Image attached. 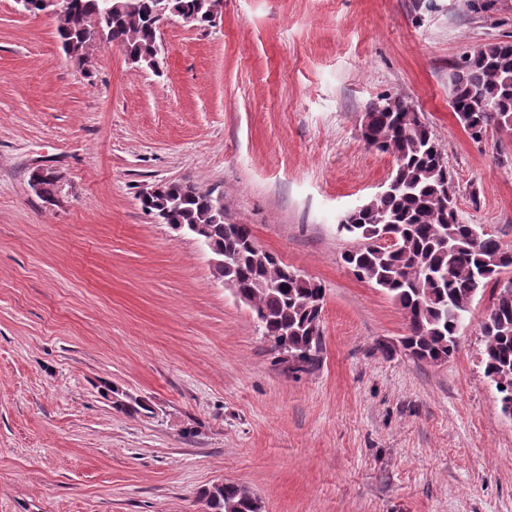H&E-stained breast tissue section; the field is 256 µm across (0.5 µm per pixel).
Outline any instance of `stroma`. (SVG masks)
I'll return each mask as SVG.
<instances>
[{
    "instance_id": "35a3bbf8",
    "label": "stroma",
    "mask_w": 512,
    "mask_h": 512,
    "mask_svg": "<svg viewBox=\"0 0 512 512\" xmlns=\"http://www.w3.org/2000/svg\"><path fill=\"white\" fill-rule=\"evenodd\" d=\"M505 36L512 0H222L211 27L163 26L160 72L116 46L82 68L53 18L0 0V512H211L225 481L262 512H512L491 294L448 361L418 360L337 230L394 167L361 137L391 97L439 141L461 218L512 248V135L473 143L448 80ZM38 165L63 176L53 200ZM169 180L222 195L226 223L322 284L317 367L294 371L207 247L143 212Z\"/></svg>"
}]
</instances>
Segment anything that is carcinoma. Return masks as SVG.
Here are the masks:
<instances>
[{
  "instance_id": "carcinoma-1",
  "label": "carcinoma",
  "mask_w": 512,
  "mask_h": 512,
  "mask_svg": "<svg viewBox=\"0 0 512 512\" xmlns=\"http://www.w3.org/2000/svg\"><path fill=\"white\" fill-rule=\"evenodd\" d=\"M160 0H133V11L107 10L106 0H71L55 32L65 54L76 58L84 42L103 29L132 63L159 69L155 53ZM216 0H166L169 9L211 23ZM449 105L469 137L479 143L488 131H512V41L488 42L456 61L449 74ZM362 125L371 147L391 154L395 166L384 188L348 212L341 231L359 240L342 255L360 280L384 291L407 316L402 349L418 360L445 362L459 346V331L473 299L491 290L492 309L482 324L486 375L499 386L501 410L512 413V250L493 235L474 237L454 203L453 175L442 148L420 113L386 97L373 103ZM39 196L58 192L53 179L29 172ZM164 209L172 224H201L213 249L224 251L215 267L224 283H235L255 315L262 335L288 354L297 370L316 367L321 353L325 288L306 279L255 245L247 224H227L210 195L174 183L142 204ZM394 234L397 242L380 240ZM213 512H258L247 487L225 482L211 496Z\"/></svg>"
}]
</instances>
